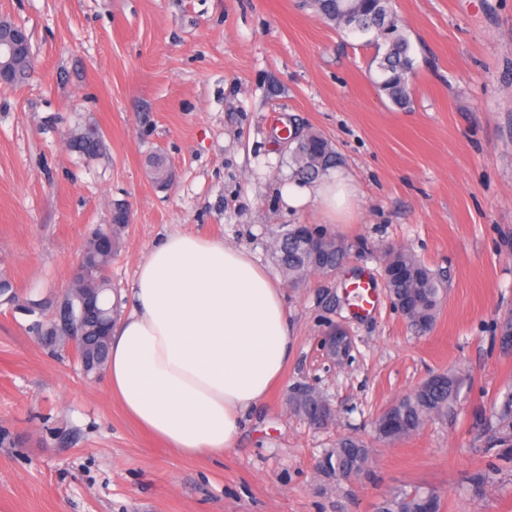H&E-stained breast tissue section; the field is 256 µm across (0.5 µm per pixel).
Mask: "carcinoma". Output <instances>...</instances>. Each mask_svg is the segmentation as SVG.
I'll return each instance as SVG.
<instances>
[{
  "mask_svg": "<svg viewBox=\"0 0 512 512\" xmlns=\"http://www.w3.org/2000/svg\"><path fill=\"white\" fill-rule=\"evenodd\" d=\"M354 14L344 13L346 6ZM301 6L310 9L324 23L346 35L368 38V42L383 49L372 60L375 64L377 88L391 103L406 109L412 102L415 63L411 45L401 20L394 12L391 0H304ZM32 55L20 60L12 73L11 83L29 79ZM295 175L313 179L336 165V152L321 134L310 132V140L294 143L288 148ZM151 179L160 186L168 185L172 172L164 160L154 156L148 161ZM128 223V208L122 203L112 211V250L119 246V234ZM99 229H93L86 239L77 266L78 278L70 279L67 294L80 298L85 293L95 295V307L82 313L87 323L86 334L100 338L98 345H71L63 339L56 341L54 352H73L87 376L105 368L109 353L106 337L114 321V307L110 298L112 283L109 268L112 255H101L95 247ZM350 247L342 239L319 228L292 227L288 235L279 238L275 247L276 261L296 286L312 274H328L346 260ZM384 278L389 296L402 316L420 329L430 328L445 297V286L440 277L416 254L405 248H393L384 258ZM495 333L502 347L512 344V316L501 318ZM462 380L454 370L425 380L409 393L402 395L388 407L392 423L384 424L379 415L373 425V436L383 443H396L419 433L429 422L445 418L454 412L461 401ZM294 414L308 422L324 426L334 420L335 414L328 400L314 389L297 390L288 399ZM490 442L499 447L512 448V387L506 389L495 403L493 421L487 429ZM370 460L367 441L344 436L327 449L318 466V476L326 483H335L365 469ZM441 496L433 489L415 487L389 491L378 504L376 512H443Z\"/></svg>",
  "mask_w": 512,
  "mask_h": 512,
  "instance_id": "cac0c4a2",
  "label": "carcinoma"
}]
</instances>
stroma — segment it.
<instances>
[{"instance_id":"stroma-1","label":"stroma","mask_w":512,"mask_h":512,"mask_svg":"<svg viewBox=\"0 0 512 512\" xmlns=\"http://www.w3.org/2000/svg\"><path fill=\"white\" fill-rule=\"evenodd\" d=\"M418 64L413 103L380 94L375 45L327 26L299 0H0L31 37L34 69L0 84V512H375L392 489L437 491L444 512H512V451L479 423L512 385V349L495 337L512 314V0H392ZM295 120L325 136L357 187L336 217L288 208ZM96 128L93 159L71 141ZM163 155L169 186L151 182ZM122 202L131 219L112 258L123 297L149 249L171 233L223 240L272 276L274 245L305 224L351 247L336 272L284 285L293 349L252 409L235 449L187 457L124 412L103 376L52 354L32 326L66 292L82 246ZM417 254L447 288L434 327H410L388 296L361 317L349 284L383 281L392 248ZM42 300L34 313L26 298ZM346 323L350 363L318 340ZM464 378L455 413L410 439L373 443L359 476L325 485L318 460L429 375ZM326 396V429L293 415L288 394ZM495 466L476 494L473 473Z\"/></svg>"}]
</instances>
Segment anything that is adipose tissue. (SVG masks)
<instances>
[{
  "label": "adipose tissue",
  "mask_w": 512,
  "mask_h": 512,
  "mask_svg": "<svg viewBox=\"0 0 512 512\" xmlns=\"http://www.w3.org/2000/svg\"><path fill=\"white\" fill-rule=\"evenodd\" d=\"M354 195L341 172L282 192L290 208L314 201L332 212L348 210ZM291 350L283 290L248 251L173 233L136 272L112 328L106 383L129 418L169 447L221 456Z\"/></svg>",
  "instance_id": "ef3b65f1"
}]
</instances>
